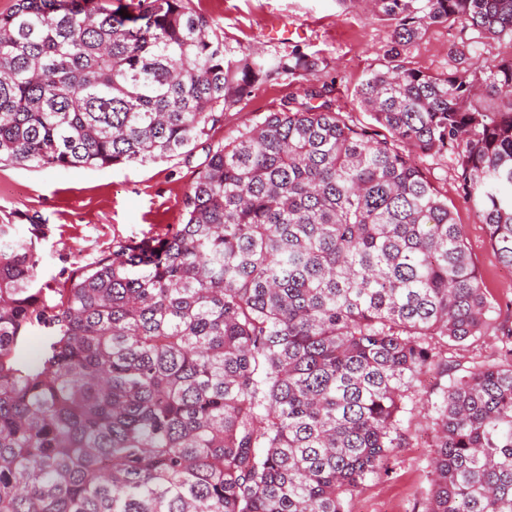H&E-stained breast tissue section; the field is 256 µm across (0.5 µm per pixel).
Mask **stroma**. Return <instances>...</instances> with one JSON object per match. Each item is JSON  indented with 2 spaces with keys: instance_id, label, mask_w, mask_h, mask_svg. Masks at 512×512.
I'll return each mask as SVG.
<instances>
[{
  "instance_id": "35a3bbf8",
  "label": "stroma",
  "mask_w": 512,
  "mask_h": 512,
  "mask_svg": "<svg viewBox=\"0 0 512 512\" xmlns=\"http://www.w3.org/2000/svg\"><path fill=\"white\" fill-rule=\"evenodd\" d=\"M190 10L206 15L213 34L222 39L230 57L259 51L273 57L300 45L318 56L319 82L330 84L331 98L350 122L369 126L355 91L377 66L391 41L388 22L375 18L368 0H186ZM461 45L458 28L435 25L409 48L412 67L450 73ZM302 79L279 75L251 87L224 111V120L211 129L209 145L226 144L247 128L261 123L289 98L303 92ZM205 152L195 147L182 154L143 166L97 169L0 168V222L15 213L39 217L49 228L42 246L40 280L57 287L66 272L96 257L113 240L143 238L166 225L185 221L183 199ZM413 161L447 197L457 223L462 224L471 257L495 306L498 326L512 324V271L494 252L486 227L475 218L464 198L450 157L416 153ZM439 377L428 373L417 383L420 400L405 415L402 427L409 443L396 449L389 474L369 479L349 498L348 512H423L431 489L429 424Z\"/></svg>"
}]
</instances>
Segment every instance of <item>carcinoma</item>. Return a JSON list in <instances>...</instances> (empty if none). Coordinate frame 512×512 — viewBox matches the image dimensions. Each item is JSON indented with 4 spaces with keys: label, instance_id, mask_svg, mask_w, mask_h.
I'll use <instances>...</instances> for the list:
<instances>
[{
    "label": "carcinoma",
    "instance_id": "obj_1",
    "mask_svg": "<svg viewBox=\"0 0 512 512\" xmlns=\"http://www.w3.org/2000/svg\"><path fill=\"white\" fill-rule=\"evenodd\" d=\"M393 26L349 122L327 84L208 151L186 221L116 239L48 301L47 225L0 223V512H347L407 444L413 381L449 377L424 512H512V326L412 154L453 158L512 268V56L430 73L436 24L512 38V0H371ZM14 0L0 13V164L182 153L296 47L228 57L184 0ZM494 362L451 373L490 333ZM42 341L36 358L20 352Z\"/></svg>",
    "mask_w": 512,
    "mask_h": 512
}]
</instances>
